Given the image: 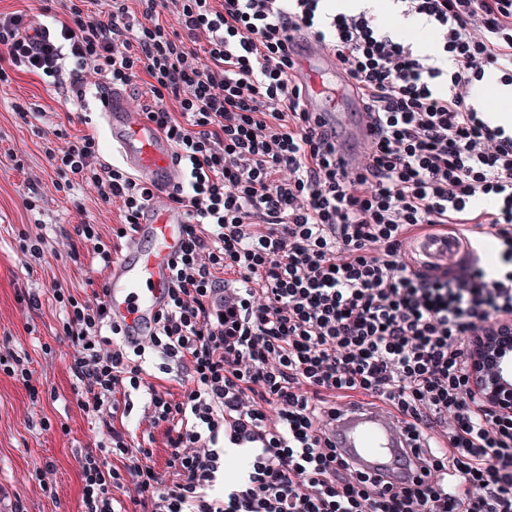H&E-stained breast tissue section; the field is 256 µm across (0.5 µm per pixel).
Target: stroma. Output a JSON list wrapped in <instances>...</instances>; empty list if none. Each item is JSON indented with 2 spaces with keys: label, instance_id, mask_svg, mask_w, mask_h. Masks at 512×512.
<instances>
[{
  "label": "stroma",
  "instance_id": "obj_1",
  "mask_svg": "<svg viewBox=\"0 0 512 512\" xmlns=\"http://www.w3.org/2000/svg\"><path fill=\"white\" fill-rule=\"evenodd\" d=\"M19 103L38 111L20 119ZM62 123L73 137L99 134L100 157L112 162L98 100L74 104L65 88L46 86L25 73L0 86V345L29 353L31 383L39 391L38 400H30L21 383L0 373V512H78L79 456L107 438L98 420L77 406L69 341L58 332L59 313L48 289L56 280L87 297L104 286L109 274L97 264L67 262L66 233L84 219L111 234L116 210L98 204L87 186L69 194L56 190L57 176L42 142ZM17 157L24 160V170L14 169ZM32 195L38 202L30 211L24 200ZM39 231L52 249L36 260L19 251L16 238ZM30 294L40 297L39 309H30ZM41 466L47 473L39 481L34 472Z\"/></svg>",
  "mask_w": 512,
  "mask_h": 512
}]
</instances>
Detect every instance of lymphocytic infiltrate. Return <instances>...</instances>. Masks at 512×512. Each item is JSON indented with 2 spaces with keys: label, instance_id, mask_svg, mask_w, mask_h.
<instances>
[{
  "label": "lymphocytic infiltrate",
  "instance_id": "f902f5d3",
  "mask_svg": "<svg viewBox=\"0 0 512 512\" xmlns=\"http://www.w3.org/2000/svg\"><path fill=\"white\" fill-rule=\"evenodd\" d=\"M323 2L0 12V85L24 72L57 87L66 73L82 100L143 84L140 107L182 171L172 200L184 242L148 341L128 343L103 297L50 285L77 404L112 425L105 451L79 459L80 512H512V414L469 378L476 337L512 322V130L470 103L486 74L512 85V0H402V16L439 33L447 72L392 27ZM295 31L324 42L360 87L376 138L353 170L291 81ZM43 152L66 190L79 180L117 207L111 237L83 220L67 251L111 269L153 189L102 162L93 135ZM430 234L454 236L466 258L415 267L412 245ZM136 394L147 398L138 435L125 424ZM376 404L405 424L420 467L410 483L336 451L339 407ZM231 450L245 468L219 492Z\"/></svg>",
  "mask_w": 512,
  "mask_h": 512
}]
</instances>
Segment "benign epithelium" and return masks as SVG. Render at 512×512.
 Instances as JSON below:
<instances>
[{"label": "benign epithelium", "mask_w": 512, "mask_h": 512, "mask_svg": "<svg viewBox=\"0 0 512 512\" xmlns=\"http://www.w3.org/2000/svg\"><path fill=\"white\" fill-rule=\"evenodd\" d=\"M512 345V325L504 323L483 337L471 366L472 385L478 396L500 414L512 413V389L500 381L504 348Z\"/></svg>", "instance_id": "obj_1"}]
</instances>
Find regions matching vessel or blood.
I'll return each instance as SVG.
<instances>
[{"label": "vessel or blood", "mask_w": 512, "mask_h": 512, "mask_svg": "<svg viewBox=\"0 0 512 512\" xmlns=\"http://www.w3.org/2000/svg\"><path fill=\"white\" fill-rule=\"evenodd\" d=\"M295 62L293 79L303 87L309 111L315 112L321 132L331 135L336 156L345 166L356 159L354 145L375 136L365 112L337 111L323 92L324 86L343 85L349 100H356L357 84L338 65L323 43L309 35L295 36L292 42ZM106 129L118 159L152 185L156 198L126 245L105 286V299L114 319L122 322L127 336L147 341L155 314L168 301L171 263L178 250L185 216L173 208L166 192L181 179L172 148L154 122L132 102L128 90L112 88L101 102ZM453 241H427L419 252L426 261H450ZM334 432L336 446L344 455L364 467L395 480L410 479L396 461L404 446L403 429L382 409H354L341 413Z\"/></svg>", "instance_id": "vessel-or-blood-1"}]
</instances>
